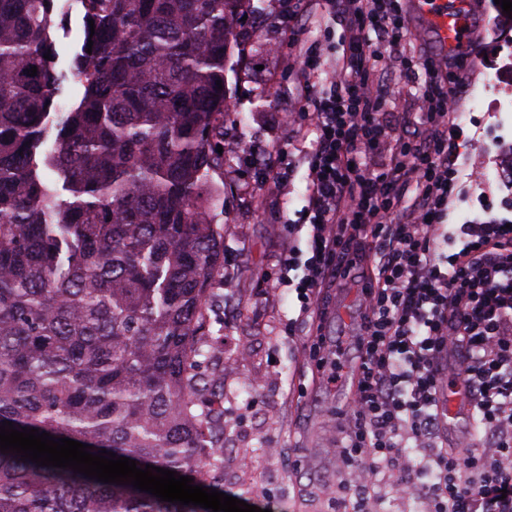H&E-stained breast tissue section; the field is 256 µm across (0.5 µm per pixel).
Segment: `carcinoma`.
Segmentation results:
<instances>
[{
	"label": "carcinoma",
	"mask_w": 512,
	"mask_h": 512,
	"mask_svg": "<svg viewBox=\"0 0 512 512\" xmlns=\"http://www.w3.org/2000/svg\"><path fill=\"white\" fill-rule=\"evenodd\" d=\"M81 2L84 92L52 117L55 0H0V423L209 486L224 475V387L198 371L224 261L216 81L249 0ZM0 512L199 508L0 452Z\"/></svg>",
	"instance_id": "cac0c4a2"
}]
</instances>
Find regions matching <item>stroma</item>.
Returning <instances> with one entry per match:
<instances>
[{
    "mask_svg": "<svg viewBox=\"0 0 512 512\" xmlns=\"http://www.w3.org/2000/svg\"><path fill=\"white\" fill-rule=\"evenodd\" d=\"M398 48H383L378 76L397 87L383 106L398 124L419 127L416 89L425 80L421 66L434 48L417 21ZM338 24L300 22L304 50L320 53L321 65H338ZM238 52L224 71V273L213 283L209 333L224 352L228 367L209 366L211 382L224 386V492L274 512H331L346 475L336 441L349 422L348 404L335 387L323 385L319 355L357 358L355 285L327 281L319 306L304 314L293 289L279 287L276 259L288 244V226L306 204L308 155L313 128H281L298 86L297 66L282 50L284 30L277 0H250L236 28ZM56 70L66 72L55 102L60 111L78 103L84 88L71 72L83 40L81 9L55 24ZM485 59L458 89L464 135L457 163L464 172L465 198L455 203L449 221L462 224L490 210L512 220V189L498 161V143L512 142V112L500 109L512 98V32L486 22ZM254 145L268 147L266 163L284 172L283 183L259 188L260 171L244 156ZM323 342L321 353L311 352Z\"/></svg>",
    "mask_w": 512,
    "mask_h": 512,
    "instance_id": "stroma-1",
    "label": "stroma"
}]
</instances>
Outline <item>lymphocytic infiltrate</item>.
Masks as SVG:
<instances>
[{"label":"lymphocytic infiltrate","mask_w":512,"mask_h":512,"mask_svg":"<svg viewBox=\"0 0 512 512\" xmlns=\"http://www.w3.org/2000/svg\"><path fill=\"white\" fill-rule=\"evenodd\" d=\"M313 3L348 25L341 65L322 79L295 31ZM279 4L286 46L304 77L288 123L310 122L318 134L307 176V241L283 250L279 282L308 309L322 283L355 269L359 241H367L377 268L363 295L357 390L337 450L344 470L357 475L353 495L364 498L385 482L395 498L418 500L420 512H512V227L493 216L454 233L444 224L457 193L453 86L467 60L454 57L448 67L427 60L418 101L431 132L420 138L395 129L381 111L380 46H398L409 34L398 0ZM390 146L398 159L389 164ZM410 184L416 194L409 199ZM454 235L462 248L440 252ZM449 371L473 404L472 426L487 435L484 447L463 454L440 440V385Z\"/></svg>","instance_id":"1"}]
</instances>
